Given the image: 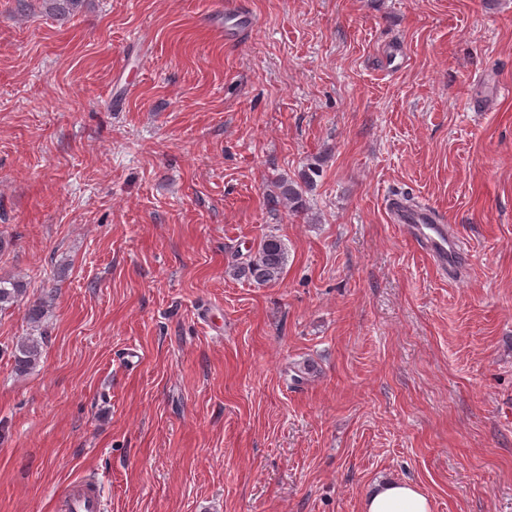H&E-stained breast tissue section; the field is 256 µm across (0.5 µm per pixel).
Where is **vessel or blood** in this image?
<instances>
[{
  "label": "vessel or blood",
  "instance_id": "obj_1",
  "mask_svg": "<svg viewBox=\"0 0 512 512\" xmlns=\"http://www.w3.org/2000/svg\"><path fill=\"white\" fill-rule=\"evenodd\" d=\"M391 221L417 242L441 269L456 273L465 256V246L448 232L438 213L422 203H409L401 196L389 200ZM100 485L82 480L72 482L65 495V512H104Z\"/></svg>",
  "mask_w": 512,
  "mask_h": 512
}]
</instances>
